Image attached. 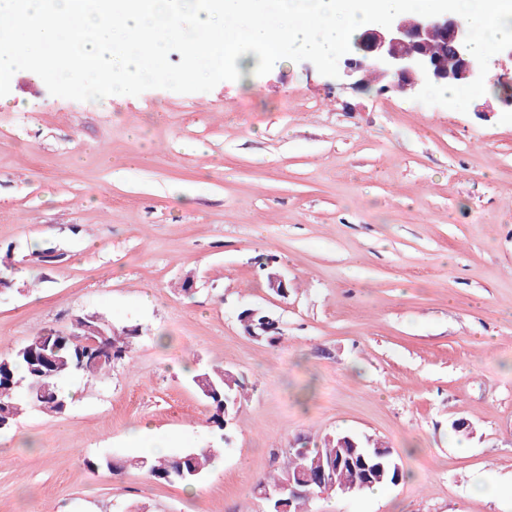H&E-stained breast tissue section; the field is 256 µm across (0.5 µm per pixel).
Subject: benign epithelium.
<instances>
[{
  "instance_id": "1",
  "label": "benign epithelium",
  "mask_w": 512,
  "mask_h": 512,
  "mask_svg": "<svg viewBox=\"0 0 512 512\" xmlns=\"http://www.w3.org/2000/svg\"><path fill=\"white\" fill-rule=\"evenodd\" d=\"M467 25L453 13L435 17L418 14L402 15L394 19L391 27L384 26L365 33L360 50L343 61V76L365 86V75L375 72L391 80L394 89L405 95H415L423 87L425 79L435 84L467 85L479 74L478 63L465 46ZM453 46L455 65L448 67L443 54L433 47ZM491 80L504 83L512 81V49L499 53L494 63ZM258 308H248L239 315L240 322L250 336H267L279 323L270 317L260 323L253 317Z\"/></svg>"
}]
</instances>
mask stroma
Returning <instances> with one entry per match:
<instances>
[{
  "mask_svg": "<svg viewBox=\"0 0 512 512\" xmlns=\"http://www.w3.org/2000/svg\"><path fill=\"white\" fill-rule=\"evenodd\" d=\"M10 95L0 352L81 312L142 333L109 377L72 381L64 413L0 434V512H265L255 482L342 432L390 448L406 478L310 512H512V109L494 90L461 113L302 61L107 103L21 71ZM247 308L278 320V343L245 332ZM187 362L243 381L224 430ZM142 422L169 455L219 448L223 464L191 491L86 468L139 457ZM487 482L496 496H475Z\"/></svg>",
  "mask_w": 512,
  "mask_h": 512,
  "instance_id": "1",
  "label": "stroma"
}]
</instances>
